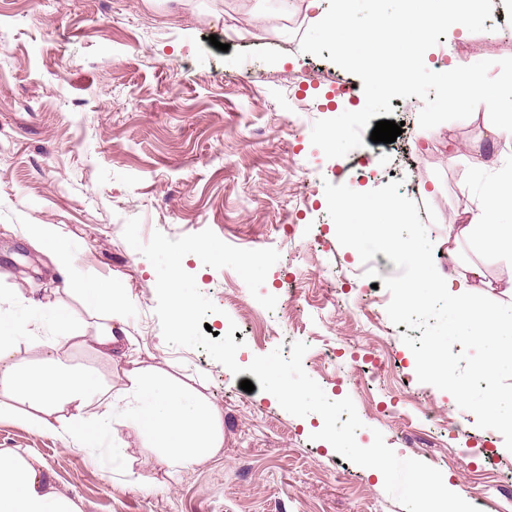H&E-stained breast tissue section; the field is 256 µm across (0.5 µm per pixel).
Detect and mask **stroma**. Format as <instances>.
Instances as JSON below:
<instances>
[{
  "mask_svg": "<svg viewBox=\"0 0 512 512\" xmlns=\"http://www.w3.org/2000/svg\"><path fill=\"white\" fill-rule=\"evenodd\" d=\"M413 10L411 0H355L351 23L368 29L378 16H400L401 29L382 44L394 66L414 34ZM495 15L485 10L466 29L434 27L426 65L388 91L342 62L301 0L290 11L271 0H0V295L38 289L70 312L63 332L92 336L96 316L22 231L58 225L80 277L125 294L142 367L199 391L224 429L216 456L178 472L156 466L152 449L122 427L83 448L5 418L0 448L38 456L79 512H405L369 468L312 439L272 394L245 392L203 349L165 342L156 271L123 238L137 217L145 240L208 228L238 248L276 249L262 287L277 298L271 311L233 269L196 257L185 265L218 308L207 318L213 331L236 324L237 362L307 343L305 372L329 399L352 398L359 445L381 432L399 457L440 470L479 512H512V452L452 395L418 381L403 339L420 331L393 324L389 292L364 275L396 268L382 253L364 264L339 244L324 190L328 182L366 192L419 181L415 201L436 267L475 261L495 280L512 266L494 243L448 251L449 224L486 182L476 159L512 157V139L489 141L484 125L500 116L480 103L444 108L434 76L451 63L492 80L512 73V33L494 26ZM350 84L361 111L323 106L322 91ZM428 105L439 113L431 122ZM381 120L402 123L395 142L371 141ZM62 358L123 394L126 360L89 342ZM463 420L473 431L460 429Z\"/></svg>",
  "mask_w": 512,
  "mask_h": 512,
  "instance_id": "35a3bbf8",
  "label": "stroma"
}]
</instances>
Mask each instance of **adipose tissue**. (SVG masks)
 <instances>
[{
    "instance_id": "adipose-tissue-1",
    "label": "adipose tissue",
    "mask_w": 512,
    "mask_h": 512,
    "mask_svg": "<svg viewBox=\"0 0 512 512\" xmlns=\"http://www.w3.org/2000/svg\"><path fill=\"white\" fill-rule=\"evenodd\" d=\"M333 12L321 8V0H305L304 7L321 29L332 38L344 31L338 51L342 61L364 71L369 84L381 85L388 76L373 59L375 36L369 31L348 25L353 0H334ZM417 33L407 46L411 62H423L427 53L425 34L433 25L448 24L454 28L470 26L489 0H476L472 10L445 11L430 9L431 0H419ZM337 37V36H336ZM448 105L477 97L485 108L512 110V75L500 78L496 89H489L485 75L477 69L448 68L442 76ZM512 182V162L496 169V179L488 183L474 206L463 212L461 223L450 225L448 240L482 242L495 239L507 245L505 254L512 261V224L503 223L512 214V194L499 192L497 184ZM26 234L36 247L47 254L57 270L69 278L75 291L85 297L95 311L107 313L109 325L101 327L95 343L103 353H111L120 343L136 345L133 336H116L112 325L121 321L123 299L110 288H89L73 276L74 257L63 244L59 228L53 224H30ZM413 275L403 281L401 289L416 305L427 302L429 293L437 291L448 297V306L458 322L469 330L472 341L481 343L493 336L512 339V312L495 308L476 310L473 295L487 282L479 265H470L463 273H442L431 262L424 246L408 245ZM25 308L13 317L10 328L0 327V396L29 404L36 414L31 424L53 427L66 443L89 445L97 435L117 422L144 437L155 448L156 465L169 470L189 469L216 455L224 446L222 416L219 410L197 398L189 389L172 383L168 376L134 371L122 398L112 397L100 388L91 373L67 365L61 350L75 342L74 334L55 338L53 355L44 358L35 368H28L16 358L15 340L34 327L58 324L63 314L57 307L36 298H20ZM0 512H78L75 504L55 487L49 485L39 458L11 448L0 449Z\"/></svg>"
}]
</instances>
